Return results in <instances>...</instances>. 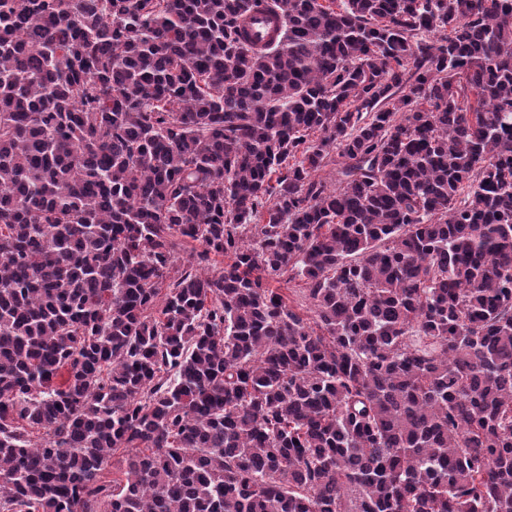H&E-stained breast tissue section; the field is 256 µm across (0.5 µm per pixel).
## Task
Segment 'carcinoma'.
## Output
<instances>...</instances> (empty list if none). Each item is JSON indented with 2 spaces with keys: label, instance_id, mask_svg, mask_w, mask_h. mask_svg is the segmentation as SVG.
<instances>
[{
  "label": "carcinoma",
  "instance_id": "obj_1",
  "mask_svg": "<svg viewBox=\"0 0 512 512\" xmlns=\"http://www.w3.org/2000/svg\"><path fill=\"white\" fill-rule=\"evenodd\" d=\"M0 512H512V0H0ZM251 40L264 44L271 39L276 25L275 19L268 13H252L246 21Z\"/></svg>",
  "mask_w": 512,
  "mask_h": 512
}]
</instances>
